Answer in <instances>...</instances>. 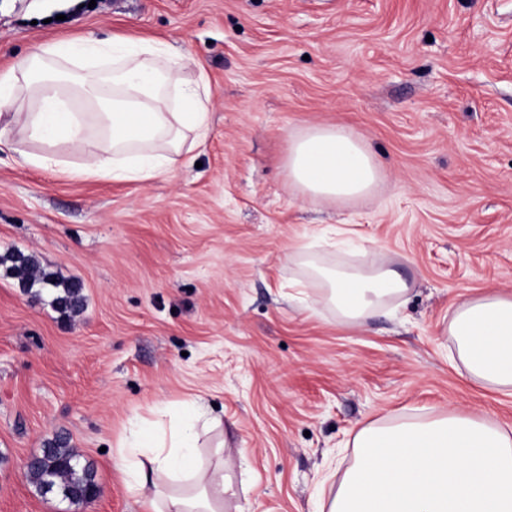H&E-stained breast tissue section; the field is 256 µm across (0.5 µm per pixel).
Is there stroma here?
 <instances>
[{"label": "stroma", "instance_id": "stroma-1", "mask_svg": "<svg viewBox=\"0 0 512 512\" xmlns=\"http://www.w3.org/2000/svg\"><path fill=\"white\" fill-rule=\"evenodd\" d=\"M152 38L205 73L210 133L147 182L80 180L0 138V512H148L113 458L198 394L221 425L223 512H317L360 427L470 413L512 427V396L481 387L448 325L483 288L512 294V0H0V73L52 40ZM343 124L386 183L351 204L302 200L288 134ZM349 225L410 284L340 324L304 262L357 264L319 238ZM82 288L66 317L12 259ZM101 489L40 494L25 461L56 436Z\"/></svg>", "mask_w": 512, "mask_h": 512}]
</instances>
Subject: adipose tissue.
<instances>
[{"label":"adipose tissue","instance_id":"1","mask_svg":"<svg viewBox=\"0 0 512 512\" xmlns=\"http://www.w3.org/2000/svg\"><path fill=\"white\" fill-rule=\"evenodd\" d=\"M165 43L89 37L52 42L0 75V122L43 153L26 163L68 177L146 182L171 172L185 147L210 130L209 86L181 75ZM85 92L111 83L112 97L85 120L60 106L55 77ZM85 155L72 168L56 154ZM288 179L302 198L353 201L383 183L363 136L343 125H302L288 135ZM310 284L345 325L404 297L407 281L374 262L310 263ZM471 379L512 395V295L490 290L463 301L448 327ZM199 413L167 434L136 437L118 455L130 493L151 489L152 512H223L224 460H199ZM355 462L327 512H512V431L451 411L428 420L372 422L351 439Z\"/></svg>","mask_w":512,"mask_h":512}]
</instances>
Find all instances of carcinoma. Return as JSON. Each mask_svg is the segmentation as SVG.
I'll list each match as a JSON object with an SVG mask.
<instances>
[{
  "label": "carcinoma",
  "instance_id": "1",
  "mask_svg": "<svg viewBox=\"0 0 512 512\" xmlns=\"http://www.w3.org/2000/svg\"><path fill=\"white\" fill-rule=\"evenodd\" d=\"M13 261V272L22 286L30 287L39 282L56 289L52 300L56 311L65 315L77 314L83 309V298L77 285L61 284L49 276L35 280L29 274V259L17 255ZM26 470L41 494H60L75 504L88 502V492L98 487L93 465L80 463L79 454L62 438L49 443L40 454L33 456Z\"/></svg>",
  "mask_w": 512,
  "mask_h": 512
}]
</instances>
